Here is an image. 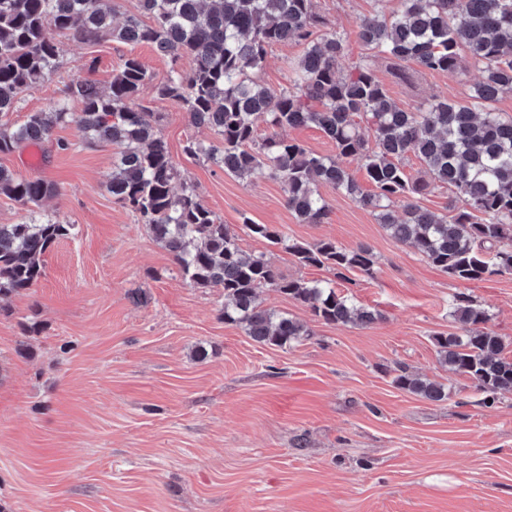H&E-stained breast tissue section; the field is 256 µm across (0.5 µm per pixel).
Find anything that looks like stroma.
<instances>
[{
    "label": "stroma",
    "mask_w": 512,
    "mask_h": 512,
    "mask_svg": "<svg viewBox=\"0 0 512 512\" xmlns=\"http://www.w3.org/2000/svg\"><path fill=\"white\" fill-rule=\"evenodd\" d=\"M328 30L343 36L342 72L370 63L400 107L425 109L436 95L467 98L481 67L454 72L395 63L357 37L361 18L398 0H315ZM60 68L22 93L11 116L65 99L77 76L108 87L125 57L163 83L166 58L146 44L58 40ZM303 52L269 48L259 81L278 89ZM149 107L183 179L239 246L265 254L291 279H329L263 239L243 217L294 241L370 247L373 276L352 273L339 292L377 310L368 327L332 325L272 290L263 307L311 330L286 348L262 346L224 322L220 288L191 285L146 225L106 190L115 146L88 142L77 125L41 144L0 155L16 173L54 182L38 217L74 225L44 257V275L0 296V506L6 512H512V394L490 407L465 377L441 365L434 337L457 332L455 295H470L488 329L512 350V277L459 281L391 239L373 214L319 185L327 219L308 224L288 208L267 171L241 180L185 155L187 139L215 143L183 105L157 94ZM67 142L68 150L57 147ZM140 293L133 302L132 293ZM447 385L431 403L396 388V365Z\"/></svg>",
    "instance_id": "obj_1"
}]
</instances>
